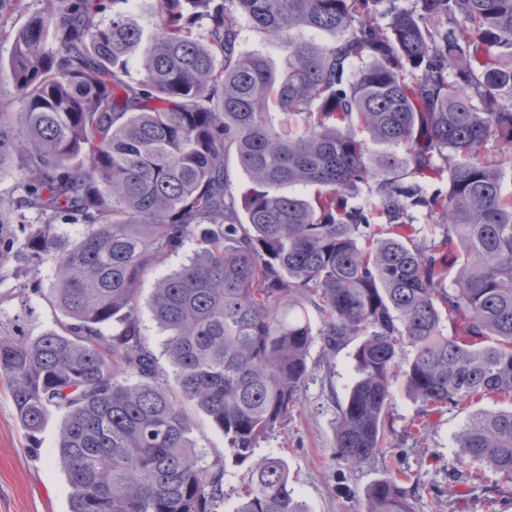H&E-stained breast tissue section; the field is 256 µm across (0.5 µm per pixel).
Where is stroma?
Listing matches in <instances>:
<instances>
[{
  "mask_svg": "<svg viewBox=\"0 0 512 512\" xmlns=\"http://www.w3.org/2000/svg\"><path fill=\"white\" fill-rule=\"evenodd\" d=\"M14 277L0 281V322L23 318L26 331L37 335L55 328L54 310L39 294H19ZM352 347L323 356L321 343L311 349V371L300 391L299 406L258 448V455L282 458L290 478L311 512H363L364 492L375 480L408 471L415 488V512H484L483 491L475 467L454 478L448 469L454 439L471 413L468 406L433 416L420 434L407 430L419 408L402 386H394L393 433L359 469L351 471L336 459L334 448L338 406L354 378ZM58 434L50 419L37 434L21 427L4 384L0 383V512H69L70 487L51 461Z\"/></svg>",
  "mask_w": 512,
  "mask_h": 512,
  "instance_id": "1",
  "label": "stroma"
}]
</instances>
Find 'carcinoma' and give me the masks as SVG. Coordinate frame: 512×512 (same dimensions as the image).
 <instances>
[{
  "instance_id": "carcinoma-1",
  "label": "carcinoma",
  "mask_w": 512,
  "mask_h": 512,
  "mask_svg": "<svg viewBox=\"0 0 512 512\" xmlns=\"http://www.w3.org/2000/svg\"><path fill=\"white\" fill-rule=\"evenodd\" d=\"M45 2L8 62L21 111L0 97L18 191L0 203V263L21 278L51 262L34 292L62 319L36 336L0 323V380L29 435L60 419L69 512H224L225 463L198 449L189 404L248 468L236 512H309L256 449L296 407L318 336L325 356L355 343L335 436L350 470L393 431L399 377L417 432L512 399V178L490 155L512 151V0H158L134 71L130 0ZM243 17L288 70L239 50ZM416 213L436 218L428 245ZM190 240L142 301L141 279ZM455 444L456 463L512 479V407L472 412ZM406 479L371 484L364 512H414ZM141 321H142V331L145 336V339L149 346L154 350L155 354L159 358V362L161 367L164 370V374L169 379V381H172V372L171 369L167 363V360L165 356H162L163 351V336L160 332L156 322L153 320V316L151 312L147 308L142 309L141 314Z\"/></svg>"
}]
</instances>
